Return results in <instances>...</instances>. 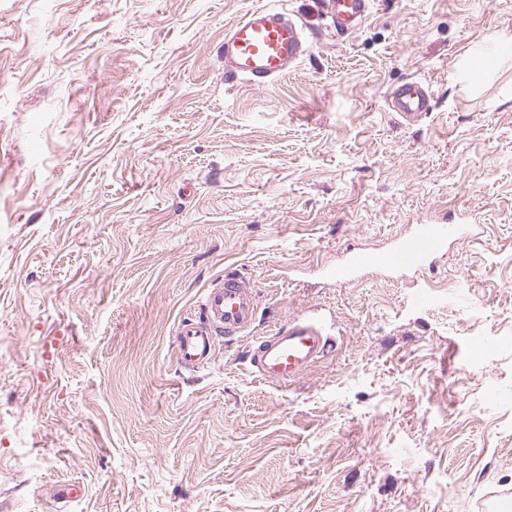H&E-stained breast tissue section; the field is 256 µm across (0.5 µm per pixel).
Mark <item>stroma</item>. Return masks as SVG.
Returning a JSON list of instances; mask_svg holds the SVG:
<instances>
[{
    "label": "stroma",
    "mask_w": 512,
    "mask_h": 512,
    "mask_svg": "<svg viewBox=\"0 0 512 512\" xmlns=\"http://www.w3.org/2000/svg\"><path fill=\"white\" fill-rule=\"evenodd\" d=\"M284 5L307 51L224 80V33ZM512 0H0V512H482L512 490V68L460 82ZM433 109L400 121L410 80ZM474 214L435 274H310ZM254 335L318 307L288 384L249 338L196 371L178 324L227 270ZM432 302L414 307L415 291ZM372 0H326L327 14L336 34L345 37L353 32L370 10ZM393 107L405 121L413 122L433 107V95L427 83L410 80L400 84L393 92Z\"/></svg>",
    "instance_id": "1"
}]
</instances>
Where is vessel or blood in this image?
<instances>
[{
    "label": "vessel or blood",
    "instance_id": "1",
    "mask_svg": "<svg viewBox=\"0 0 512 512\" xmlns=\"http://www.w3.org/2000/svg\"><path fill=\"white\" fill-rule=\"evenodd\" d=\"M372 0H326V10L339 36L353 32L370 10ZM307 37L288 11L258 8L247 13L224 34V79L264 86L284 76L303 55ZM393 107L412 122L431 111L433 95L427 83L410 80L393 92ZM470 224H416L411 232L390 240L374 251L345 247L336 262L319 266L325 280L339 284L359 280L366 274L394 275L428 273L438 268L452 245L473 239ZM257 301L250 280L236 271L204 291L199 314L185 318L176 331L175 354L186 369L204 366L219 339L234 340L253 335ZM246 357L253 371L264 380L290 383L300 378L333 346L329 318L318 309L278 325L265 336H253Z\"/></svg>",
    "mask_w": 512,
    "mask_h": 512
}]
</instances>
